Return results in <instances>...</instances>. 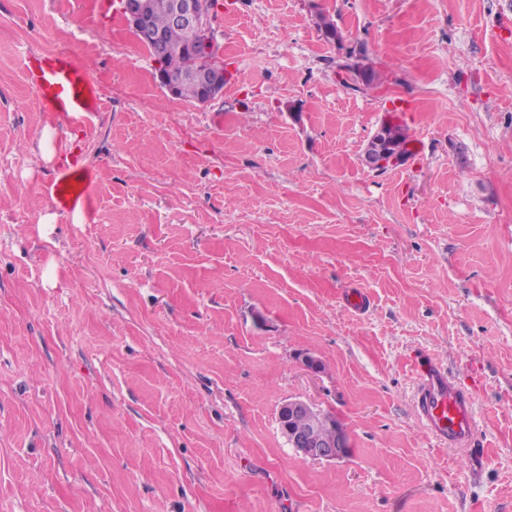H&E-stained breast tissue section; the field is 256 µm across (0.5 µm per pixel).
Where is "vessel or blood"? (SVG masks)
<instances>
[{
	"instance_id": "1",
	"label": "vessel or blood",
	"mask_w": 512,
	"mask_h": 512,
	"mask_svg": "<svg viewBox=\"0 0 512 512\" xmlns=\"http://www.w3.org/2000/svg\"><path fill=\"white\" fill-rule=\"evenodd\" d=\"M25 78L38 102L66 122L84 123L102 109L100 90L89 68L69 53L29 55ZM92 176L74 169L60 173L47 192L61 209L91 212ZM418 387L415 412L424 430L451 447H473L476 437L474 398L440 363L425 359L415 364Z\"/></svg>"
}]
</instances>
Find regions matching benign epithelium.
I'll list each match as a JSON object with an SVG mask.
<instances>
[{
	"mask_svg": "<svg viewBox=\"0 0 512 512\" xmlns=\"http://www.w3.org/2000/svg\"><path fill=\"white\" fill-rule=\"evenodd\" d=\"M121 13L127 24L136 33L143 44H150L158 51H167L163 34L148 21L149 5L146 0H119ZM217 2L215 0H171L169 6L170 22L190 35L185 53L196 62L197 67L190 75L203 86L200 103L205 104L224 91L221 81L209 77L207 66L221 61V47L213 31ZM385 122L374 136L364 156L365 164L371 169L385 168L399 161L382 149L386 129ZM296 418L308 419V425L295 428L291 421ZM278 424L288 444L299 456L313 461H336L349 453L348 436L343 427L330 414L320 412L304 400L294 399L282 404L278 410ZM324 427L332 430L331 438L321 434Z\"/></svg>",
	"mask_w": 512,
	"mask_h": 512,
	"instance_id": "7a95c632",
	"label": "benign epithelium"
}]
</instances>
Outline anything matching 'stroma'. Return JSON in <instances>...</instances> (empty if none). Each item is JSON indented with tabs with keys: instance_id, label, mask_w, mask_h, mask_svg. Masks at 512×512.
I'll list each match as a JSON object with an SVG mask.
<instances>
[{
	"instance_id": "35a3bbf8",
	"label": "stroma",
	"mask_w": 512,
	"mask_h": 512,
	"mask_svg": "<svg viewBox=\"0 0 512 512\" xmlns=\"http://www.w3.org/2000/svg\"><path fill=\"white\" fill-rule=\"evenodd\" d=\"M504 15L222 0L228 82L201 105L160 86L118 0H0V512H512ZM58 51L103 99L76 128L81 222L47 193L40 134L68 133L23 70ZM364 56L384 79L357 88ZM387 120L421 146L377 171ZM421 353L473 391L480 463L422 428ZM291 398L336 417L346 458L296 455Z\"/></svg>"
}]
</instances>
